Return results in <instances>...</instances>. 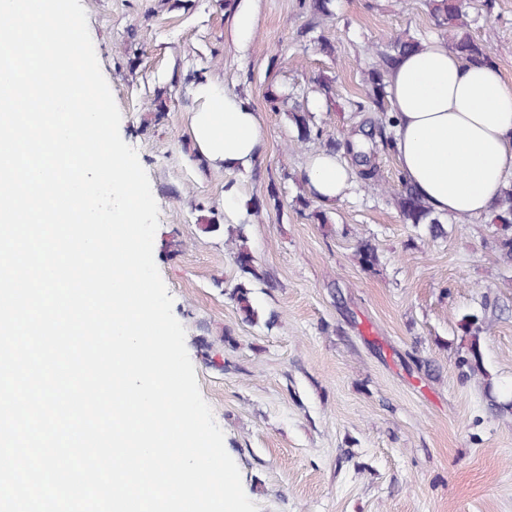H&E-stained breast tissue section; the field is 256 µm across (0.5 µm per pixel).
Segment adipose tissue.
<instances>
[{
  "instance_id": "obj_1",
  "label": "adipose tissue",
  "mask_w": 512,
  "mask_h": 512,
  "mask_svg": "<svg viewBox=\"0 0 512 512\" xmlns=\"http://www.w3.org/2000/svg\"><path fill=\"white\" fill-rule=\"evenodd\" d=\"M189 115L198 155L213 169L253 159L264 134L256 112L215 84L197 88ZM397 163L435 215H489L512 181V84L495 62L468 63L433 39L398 57L388 75ZM308 186L325 202L350 187L340 154L320 151L307 164Z\"/></svg>"
}]
</instances>
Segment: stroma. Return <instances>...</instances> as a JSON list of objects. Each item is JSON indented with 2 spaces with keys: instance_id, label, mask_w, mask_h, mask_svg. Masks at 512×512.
I'll list each match as a JSON object with an SVG mask.
<instances>
[{
  "instance_id": "stroma-1",
  "label": "stroma",
  "mask_w": 512,
  "mask_h": 512,
  "mask_svg": "<svg viewBox=\"0 0 512 512\" xmlns=\"http://www.w3.org/2000/svg\"><path fill=\"white\" fill-rule=\"evenodd\" d=\"M472 0V33L512 82V0ZM101 71L159 208L153 256L199 389L259 512H512V415L488 409L484 387L512 388V270L498 265L492 229L448 218L432 239L403 223L390 195L352 182L338 200H312L327 223L299 211V180L321 146L290 145L268 87L305 96L313 120L343 138L351 104L388 40L444 38L423 0H80ZM251 21L246 44L234 31ZM332 45L323 51L316 42ZM333 80L334 106L310 95ZM218 83L257 112L264 143L229 171L202 163L187 117L200 83ZM234 194L237 206L225 211ZM243 227L273 287L253 302L273 328L241 321L228 289L239 276L225 234ZM381 264L364 270L358 240ZM498 312L481 337L485 377L458 367L463 313L483 295ZM232 344H225V336Z\"/></svg>"
}]
</instances>
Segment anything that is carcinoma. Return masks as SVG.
Segmentation results:
<instances>
[{
  "label": "carcinoma",
  "mask_w": 512,
  "mask_h": 512,
  "mask_svg": "<svg viewBox=\"0 0 512 512\" xmlns=\"http://www.w3.org/2000/svg\"><path fill=\"white\" fill-rule=\"evenodd\" d=\"M426 7L437 25L449 32L448 48L452 52L472 63H481L490 59V50L477 41L469 30L467 16L471 0H426ZM421 46L420 38L404 33L391 40L389 51L383 53V58L389 63ZM387 77L388 70L372 69L365 79L364 95L360 100L353 102L354 111L374 113V116L363 121V124L369 126L364 139L347 138L343 141L333 137L326 139L324 130L313 122L310 113L295 106L287 112L288 121L293 127L294 141L307 143L321 140L326 151L332 153L345 151L352 156L358 166V175L364 186L374 190L390 191L405 223L415 228L420 226L426 228L433 238H444L448 234L447 225L433 216L430 207L408 181L403 179L398 187L390 190L378 177L375 157L381 151L393 149V137L390 131L393 119L385 108ZM491 224L494 226L492 239L498 259L503 266L512 268V185L501 189ZM231 254L241 277L240 281L232 286L230 297L237 306L241 320L253 324L259 319V313L252 303V286L267 283L269 274L256 264L243 233L236 234V239L231 246ZM355 255L364 269L373 270L379 265L378 249L368 240L358 243ZM497 308V300L490 299L486 294L483 296L481 310L467 313L461 318V327L470 336V344L465 355L459 359V367L470 374L482 371L480 338L488 325L486 312L489 310L494 312Z\"/></svg>",
  "instance_id": "obj_1"
}]
</instances>
